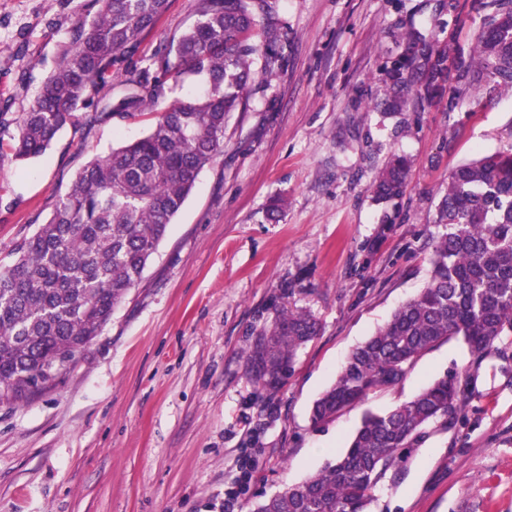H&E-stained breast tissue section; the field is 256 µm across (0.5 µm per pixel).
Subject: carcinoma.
Wrapping results in <instances>:
<instances>
[{
	"instance_id": "carcinoma-1",
	"label": "carcinoma",
	"mask_w": 512,
	"mask_h": 512,
	"mask_svg": "<svg viewBox=\"0 0 512 512\" xmlns=\"http://www.w3.org/2000/svg\"><path fill=\"white\" fill-rule=\"evenodd\" d=\"M276 2L197 0L195 23L141 67L134 60L140 36L168 0H85L69 50L28 110L15 116L0 109V134L16 127L11 150L24 161L43 155L67 126L139 117L171 81L208 85L203 95L157 112L141 138L89 161L47 222L0 264V403L59 385L139 283L200 172L224 151V130L244 110L255 76L283 68L288 27ZM482 8L472 48L434 47L421 33L408 34L404 60L391 74V111L435 95L452 104L468 94L512 91V0H486ZM117 66L127 91L103 107L101 92ZM408 173L407 159L392 158L374 194L401 197ZM436 223L444 233L426 286L350 354L314 402L313 424L400 383L418 356L445 339L460 336L482 353L512 335V148L452 170ZM319 331L310 312H277L269 339L254 352L259 376L276 384L294 350ZM457 399L456 378L442 376L387 413H366L343 453L255 512H369L383 467L424 424L453 412Z\"/></svg>"
}]
</instances>
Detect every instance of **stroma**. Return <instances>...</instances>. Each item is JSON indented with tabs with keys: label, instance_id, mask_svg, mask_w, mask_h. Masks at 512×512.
<instances>
[{
	"label": "stroma",
	"instance_id": "obj_1",
	"mask_svg": "<svg viewBox=\"0 0 512 512\" xmlns=\"http://www.w3.org/2000/svg\"><path fill=\"white\" fill-rule=\"evenodd\" d=\"M481 0H279L286 63L255 78L224 151L205 167L149 261L62 383L0 404V512H254L443 375L453 415L424 425L382 471L370 512H512V336L486 353L462 337L403 381L313 425L314 401L350 352L427 283L436 206L457 165L512 147V92L387 111L410 30L472 44ZM81 0H0V107L26 111L70 45ZM168 0L136 54L148 65L196 20ZM27 82H20V75ZM153 113L66 127L21 164L0 145V263L49 219L77 172L143 136ZM402 200L371 185L392 155ZM320 321L277 387L253 352L281 309Z\"/></svg>",
	"mask_w": 512,
	"mask_h": 512
}]
</instances>
